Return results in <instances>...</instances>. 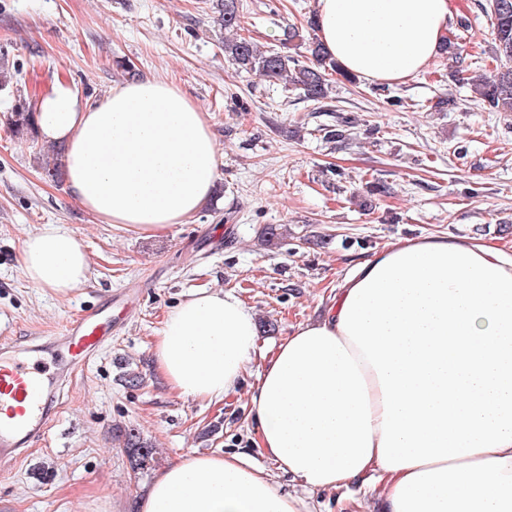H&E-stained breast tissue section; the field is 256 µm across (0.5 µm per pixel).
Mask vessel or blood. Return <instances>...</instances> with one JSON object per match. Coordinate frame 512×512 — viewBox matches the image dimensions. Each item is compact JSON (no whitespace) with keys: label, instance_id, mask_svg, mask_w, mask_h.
Wrapping results in <instances>:
<instances>
[{"label":"vessel or blood","instance_id":"b4317fda","mask_svg":"<svg viewBox=\"0 0 512 512\" xmlns=\"http://www.w3.org/2000/svg\"><path fill=\"white\" fill-rule=\"evenodd\" d=\"M112 327L99 312L83 310L53 337L52 350L59 369L69 372L81 365L108 339ZM45 379L34 363L10 347L0 348V464L20 458L39 438L53 415L46 406Z\"/></svg>","mask_w":512,"mask_h":512}]
</instances>
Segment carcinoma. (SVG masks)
Here are the masks:
<instances>
[{
	"label": "carcinoma",
	"instance_id": "carcinoma-1",
	"mask_svg": "<svg viewBox=\"0 0 512 512\" xmlns=\"http://www.w3.org/2000/svg\"><path fill=\"white\" fill-rule=\"evenodd\" d=\"M487 7L493 18L492 40L500 70L491 77L474 83L478 103L496 112H512V0H488ZM224 30L232 32L241 28V15L236 0H224L222 17ZM299 37L298 30L290 26L283 31L281 47L263 50L251 38L237 35L224 40V56L238 69L257 70L271 80L289 81L309 101L320 102L328 98L329 83L322 69L336 67L320 44L309 47L310 58L302 62L284 49ZM0 92L12 99L8 124L12 132L32 141L38 139V125L34 105L21 94L17 79L11 71L0 68ZM65 149L53 145L39 150L35 157L42 175L57 184L65 179L63 163ZM123 447L138 468H144L153 457V446L138 430L132 428L122 434Z\"/></svg>",
	"mask_w": 512,
	"mask_h": 512
}]
</instances>
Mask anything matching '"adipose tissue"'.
Wrapping results in <instances>:
<instances>
[{
    "label": "adipose tissue",
    "mask_w": 512,
    "mask_h": 512,
    "mask_svg": "<svg viewBox=\"0 0 512 512\" xmlns=\"http://www.w3.org/2000/svg\"><path fill=\"white\" fill-rule=\"evenodd\" d=\"M320 41L347 72L402 82L448 37V0H316ZM66 146V191L150 238L212 197L218 148L205 112L146 78L88 103L57 81L37 103ZM29 285L65 296L89 280L76 236L50 225L23 244ZM257 322L203 288L171 309L153 346L183 399L237 389ZM256 447L308 491L361 484L384 512H512V255L460 236L397 240L358 262L322 316L275 343L249 392ZM137 512H301L246 450L182 454Z\"/></svg>",
    "instance_id": "obj_1"
}]
</instances>
